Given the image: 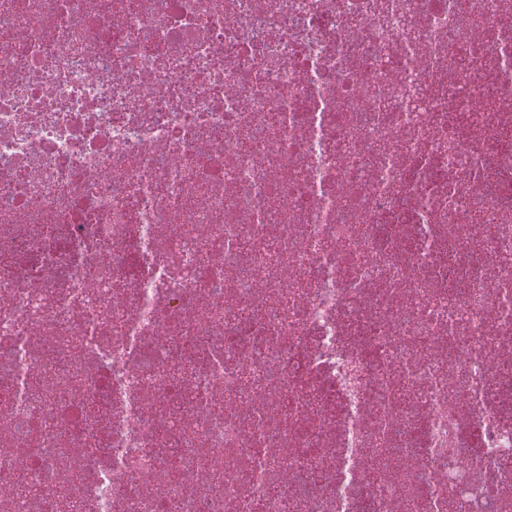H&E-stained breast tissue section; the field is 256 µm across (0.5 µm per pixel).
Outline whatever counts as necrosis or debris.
<instances>
[{
    "instance_id": "1",
    "label": "necrosis or debris",
    "mask_w": 512,
    "mask_h": 512,
    "mask_svg": "<svg viewBox=\"0 0 512 512\" xmlns=\"http://www.w3.org/2000/svg\"><path fill=\"white\" fill-rule=\"evenodd\" d=\"M0 512H512V0H0Z\"/></svg>"
}]
</instances>
